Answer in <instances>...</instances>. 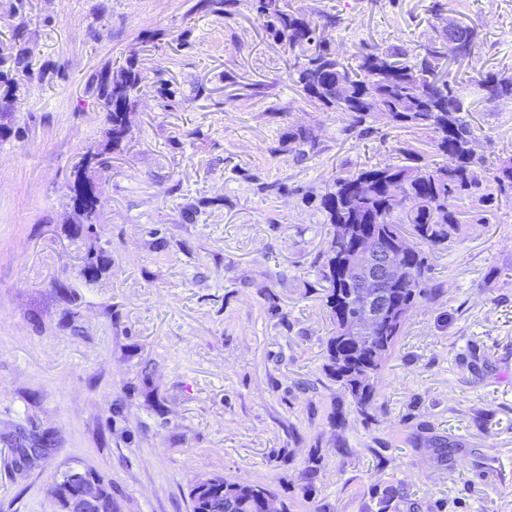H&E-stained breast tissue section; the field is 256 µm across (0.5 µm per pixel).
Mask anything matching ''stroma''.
Here are the masks:
<instances>
[{
    "label": "stroma",
    "mask_w": 512,
    "mask_h": 512,
    "mask_svg": "<svg viewBox=\"0 0 512 512\" xmlns=\"http://www.w3.org/2000/svg\"><path fill=\"white\" fill-rule=\"evenodd\" d=\"M197 2L0 0V69L18 84L0 92V512H62L50 488L69 466L110 481L119 512H192L191 486L214 476L266 486L288 512H512V200H457L436 292L376 382L377 411L357 416L325 369L318 200L423 137L377 113L372 135L345 134L303 99L252 0L228 18ZM288 5L335 17L325 35L346 59L476 27L479 50L451 70L477 153L512 155V99L468 83L512 71V0ZM129 58L141 91L123 150L90 173L89 228L68 183L107 140L90 81ZM297 126L318 153L285 145ZM17 442L43 449L26 462Z\"/></svg>",
    "instance_id": "35a3bbf8"
}]
</instances>
